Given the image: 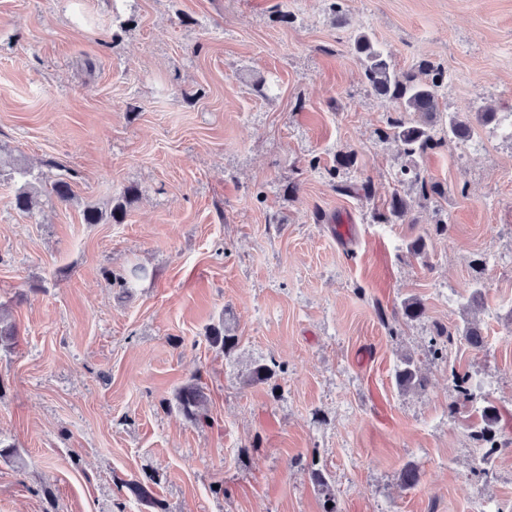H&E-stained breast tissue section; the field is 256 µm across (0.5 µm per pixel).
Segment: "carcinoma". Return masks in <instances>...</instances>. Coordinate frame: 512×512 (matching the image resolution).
I'll list each match as a JSON object with an SVG mask.
<instances>
[{
	"mask_svg": "<svg viewBox=\"0 0 512 512\" xmlns=\"http://www.w3.org/2000/svg\"><path fill=\"white\" fill-rule=\"evenodd\" d=\"M354 53L363 64V76L370 90L396 104L394 115L389 117L386 127L379 130L383 139L393 140L399 153L405 157L406 163L398 173V181L406 183L417 189L419 195H441L444 193L441 185L433 182L424 174L422 162L429 151L445 144L456 145L467 140L470 133L469 122L459 115L450 113L444 118V137L435 138V118L440 114L439 92L442 87L445 72L438 66L429 65L426 74L430 80L424 81L411 71L399 72L395 70L391 58L367 33L360 34L353 44ZM13 178L20 182L16 190L12 205L21 213L31 214L39 205V197L47 192L58 200L66 202L71 199V184L64 179L53 181L45 186L43 181L34 177L30 170L24 167L13 169ZM336 189L347 195L367 197L371 192V182L363 179L351 185H338ZM138 188L126 187L117 198L113 199L110 207L102 209L89 206L84 211V221L87 224H119L123 221L127 208L138 198ZM407 200L398 193L392 195L385 211L375 214L374 220L381 224H390L408 213ZM147 276L143 267H134L126 276L112 279V285L128 289L134 287L138 281ZM458 334L474 349L483 347V337L479 330L470 324H465L455 332L444 328L436 331L439 338L451 342L452 334ZM209 344L224 352L228 357L237 345V338L224 333V323L209 328L207 333ZM280 364L275 361L256 364L250 375V380L256 383H270L277 376ZM396 379L400 387L412 389L424 385V377L411 359H406L396 372ZM174 407L189 422L203 424L209 422L204 410L205 397L198 379L192 378L181 385L175 392ZM498 416L496 410L487 408L482 414V425L474 431V439L488 445L486 454H492L499 449L496 440V424ZM312 479L319 490L324 494V512H337L336 500L331 493L328 481L319 470L312 471ZM156 476L149 478V482L138 480L126 482V487L134 496L148 507L158 506L154 497L152 486L159 484Z\"/></svg>",
	"mask_w": 512,
	"mask_h": 512,
	"instance_id": "1",
	"label": "carcinoma"
}]
</instances>
